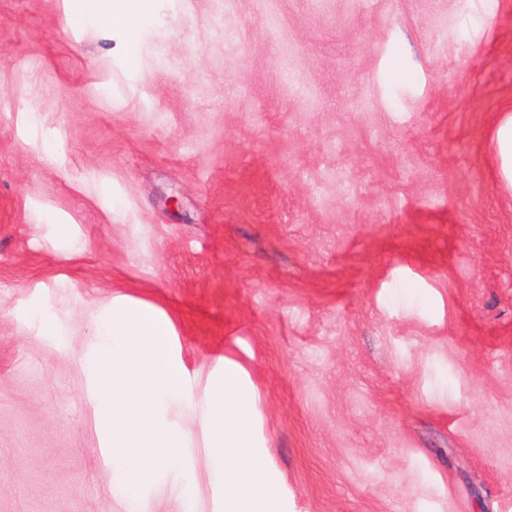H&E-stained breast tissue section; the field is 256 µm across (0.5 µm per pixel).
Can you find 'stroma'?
I'll return each mask as SVG.
<instances>
[{
  "mask_svg": "<svg viewBox=\"0 0 512 512\" xmlns=\"http://www.w3.org/2000/svg\"><path fill=\"white\" fill-rule=\"evenodd\" d=\"M84 12L0 0V512H123L85 368L116 291L196 391L244 366L286 512H512V0ZM495 146L500 162V178L505 189L512 190V116L495 131Z\"/></svg>",
  "mask_w": 512,
  "mask_h": 512,
  "instance_id": "obj_1",
  "label": "stroma"
}]
</instances>
